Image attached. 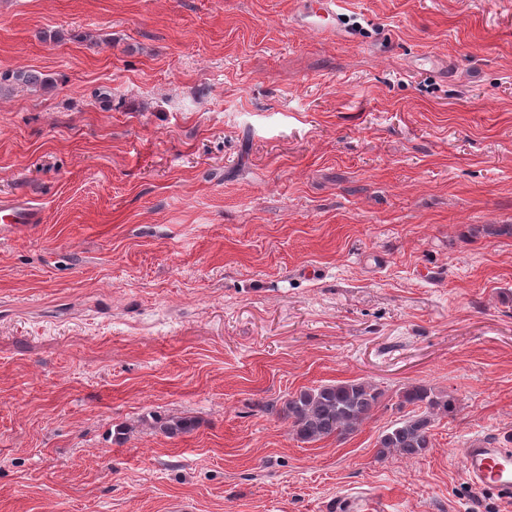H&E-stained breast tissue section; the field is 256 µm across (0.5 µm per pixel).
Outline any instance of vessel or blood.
Wrapping results in <instances>:
<instances>
[{"instance_id": "vessel-or-blood-1", "label": "vessel or blood", "mask_w": 512, "mask_h": 512, "mask_svg": "<svg viewBox=\"0 0 512 512\" xmlns=\"http://www.w3.org/2000/svg\"><path fill=\"white\" fill-rule=\"evenodd\" d=\"M40 221L41 212L36 206L18 199L0 201V224H37ZM463 466L475 488L492 489L512 499L511 447H502L491 439L469 446L463 454Z\"/></svg>"}]
</instances>
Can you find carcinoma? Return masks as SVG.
<instances>
[{"label": "carcinoma", "mask_w": 512, "mask_h": 512, "mask_svg": "<svg viewBox=\"0 0 512 512\" xmlns=\"http://www.w3.org/2000/svg\"><path fill=\"white\" fill-rule=\"evenodd\" d=\"M34 91L44 90L52 80L35 70H16L0 78ZM382 393L365 381L322 384L300 391L285 402L283 416L291 423L293 434L303 443H313L336 436L344 437L360 429L377 408ZM403 402L422 409L419 414L400 420L388 428L377 442L378 455L396 452L406 457L423 454L431 446L432 416L453 409L452 400L439 397L431 389L412 386L403 391ZM188 418H172L160 425L166 436L173 438L191 431Z\"/></svg>", "instance_id": "cac0c4a2"}]
</instances>
